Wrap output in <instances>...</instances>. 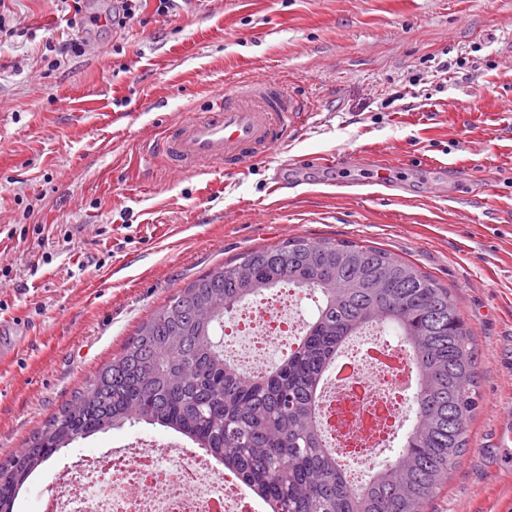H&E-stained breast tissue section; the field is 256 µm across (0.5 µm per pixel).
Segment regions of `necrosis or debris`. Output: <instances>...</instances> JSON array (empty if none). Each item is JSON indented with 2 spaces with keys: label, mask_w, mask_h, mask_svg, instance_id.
<instances>
[{
  "label": "necrosis or debris",
  "mask_w": 512,
  "mask_h": 512,
  "mask_svg": "<svg viewBox=\"0 0 512 512\" xmlns=\"http://www.w3.org/2000/svg\"><path fill=\"white\" fill-rule=\"evenodd\" d=\"M296 290L279 289L263 306L240 307L225 335L242 334L251 344L249 366L268 364L270 344L301 335ZM358 357L343 376H330L319 393L320 432L343 459H359L352 482L363 481L373 457L392 445L403 423L402 400L414 375L411 363L389 342L359 338ZM40 512H254L241 480L209 457L187 453L178 442H134L124 448L81 453L60 470Z\"/></svg>",
  "instance_id": "necrosis-or-debris-1"
}]
</instances>
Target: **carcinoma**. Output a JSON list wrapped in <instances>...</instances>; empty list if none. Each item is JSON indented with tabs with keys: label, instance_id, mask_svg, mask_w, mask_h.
<instances>
[{
	"label": "carcinoma",
	"instance_id": "obj_1",
	"mask_svg": "<svg viewBox=\"0 0 512 512\" xmlns=\"http://www.w3.org/2000/svg\"><path fill=\"white\" fill-rule=\"evenodd\" d=\"M276 287L308 291L316 311L296 349L253 375L225 358L224 317ZM373 324L409 348L420 393L400 451L357 490L324 443L317 403L336 355ZM476 385L472 331L451 292L413 264L334 239L253 248L171 295L27 448L0 463V512H13L59 449L131 421L187 437L270 512H423L468 448Z\"/></svg>",
	"mask_w": 512,
	"mask_h": 512
}]
</instances>
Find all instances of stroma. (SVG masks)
<instances>
[{"label":"stroma","mask_w":512,"mask_h":512,"mask_svg":"<svg viewBox=\"0 0 512 512\" xmlns=\"http://www.w3.org/2000/svg\"><path fill=\"white\" fill-rule=\"evenodd\" d=\"M0 0V460L24 448L178 289L290 238L352 241L447 287L470 327L479 404L424 512H512V0ZM463 68H455L458 59ZM256 78L305 99L302 135L238 172L146 150ZM347 152L350 164L320 157ZM61 449L14 512H39ZM112 25L118 28L126 27L134 20L136 14L141 10L142 0H113Z\"/></svg>","instance_id":"obj_1"}]
</instances>
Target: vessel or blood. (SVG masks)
Wrapping results in <instances>:
<instances>
[{
	"mask_svg": "<svg viewBox=\"0 0 512 512\" xmlns=\"http://www.w3.org/2000/svg\"><path fill=\"white\" fill-rule=\"evenodd\" d=\"M308 119L301 100L255 79L222 92L207 112L168 128L155 149L183 175L215 165L235 172L295 139Z\"/></svg>",
	"mask_w": 512,
	"mask_h": 512,
	"instance_id": "1",
	"label": "vessel or blood"
}]
</instances>
